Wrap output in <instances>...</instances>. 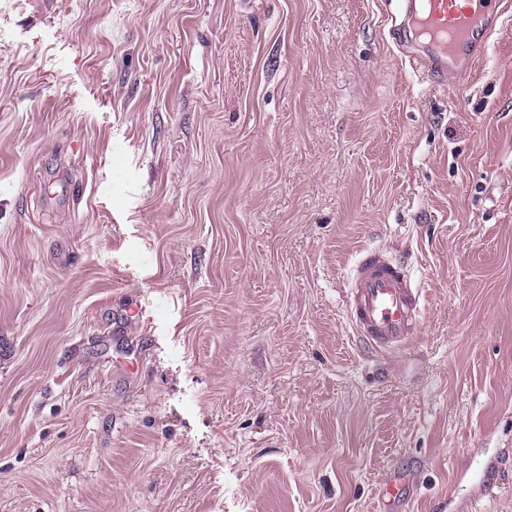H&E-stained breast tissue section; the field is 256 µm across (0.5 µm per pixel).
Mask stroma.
<instances>
[{"label":"stroma","instance_id":"35a3bbf8","mask_svg":"<svg viewBox=\"0 0 512 512\" xmlns=\"http://www.w3.org/2000/svg\"><path fill=\"white\" fill-rule=\"evenodd\" d=\"M402 6L0 0V512H512V20L434 83ZM360 255L347 316L356 336L379 350H390L416 332L421 289L411 288L398 263L367 250Z\"/></svg>","mask_w":512,"mask_h":512}]
</instances>
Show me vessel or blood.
Here are the masks:
<instances>
[{"instance_id":"1","label":"vessel or blood","mask_w":512,"mask_h":512,"mask_svg":"<svg viewBox=\"0 0 512 512\" xmlns=\"http://www.w3.org/2000/svg\"><path fill=\"white\" fill-rule=\"evenodd\" d=\"M509 8L512 0H408L407 11L429 43L415 63L434 81L468 76L486 52L481 30ZM420 296L399 264L365 250L350 283L347 316L356 336L389 350L416 332Z\"/></svg>"}]
</instances>
